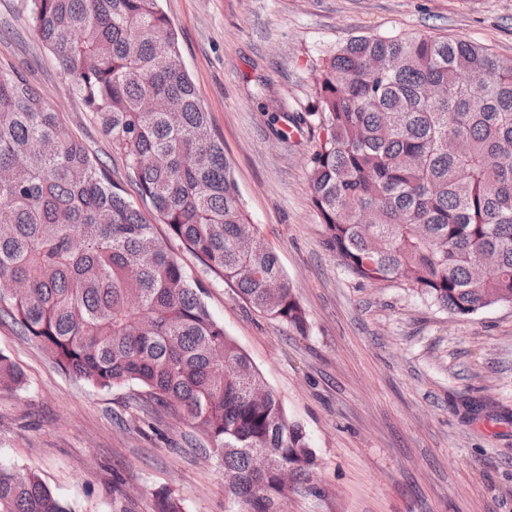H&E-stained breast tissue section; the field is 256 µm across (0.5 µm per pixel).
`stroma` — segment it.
Here are the masks:
<instances>
[{
    "label": "stroma",
    "instance_id": "obj_1",
    "mask_svg": "<svg viewBox=\"0 0 512 512\" xmlns=\"http://www.w3.org/2000/svg\"><path fill=\"white\" fill-rule=\"evenodd\" d=\"M183 62L224 140L245 208L306 309L298 333L252 309L166 225L156 236L207 290L319 459L322 497L288 512H512V305L460 318L396 282L353 278L323 241L308 156L317 76L360 35H433L512 57V0H163ZM0 65L23 72L65 130L127 173L28 22L0 0ZM0 353L23 388L0 392V463L35 471L71 512H226L224 471L183 415L146 412L135 385L103 389L62 371L10 320Z\"/></svg>",
    "mask_w": 512,
    "mask_h": 512
}]
</instances>
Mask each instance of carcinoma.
<instances>
[{
  "mask_svg": "<svg viewBox=\"0 0 512 512\" xmlns=\"http://www.w3.org/2000/svg\"><path fill=\"white\" fill-rule=\"evenodd\" d=\"M28 16L171 237L253 309L305 333L159 0H28ZM311 116L312 202L353 277L399 281L460 317L512 304V58L446 37L357 36L320 70ZM204 294L107 164L0 67V318L65 372L143 387L192 421L224 469L228 512L322 496L305 430ZM23 385L0 353V390ZM0 512L70 509L37 473L1 464ZM154 512L182 510L160 492Z\"/></svg>",
  "mask_w": 512,
  "mask_h": 512,
  "instance_id": "1",
  "label": "carcinoma"
}]
</instances>
